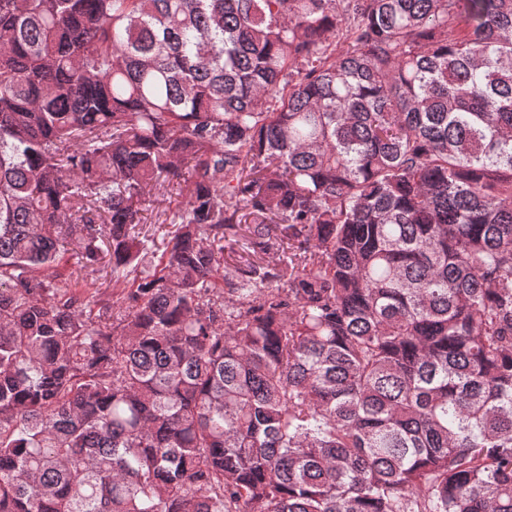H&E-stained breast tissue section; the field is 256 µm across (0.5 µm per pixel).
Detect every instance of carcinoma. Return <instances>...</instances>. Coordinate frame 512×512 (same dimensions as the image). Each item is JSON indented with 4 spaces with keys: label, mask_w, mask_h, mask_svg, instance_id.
I'll use <instances>...</instances> for the list:
<instances>
[{
    "label": "carcinoma",
    "mask_w": 512,
    "mask_h": 512,
    "mask_svg": "<svg viewBox=\"0 0 512 512\" xmlns=\"http://www.w3.org/2000/svg\"><path fill=\"white\" fill-rule=\"evenodd\" d=\"M0 512H512V0H0ZM179 180H173L168 187V194H165L166 201L158 204L155 197L146 196V202L143 205V231H148L149 234H154L157 244L162 247V236L165 232L163 225H160L165 216L162 214L164 209L174 210L185 201V197L180 193Z\"/></svg>",
    "instance_id": "1"
}]
</instances>
